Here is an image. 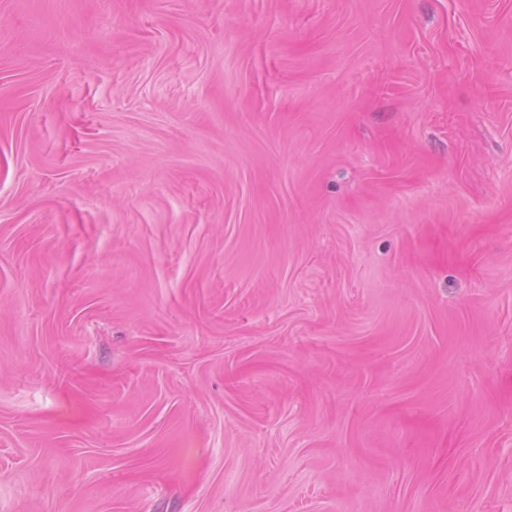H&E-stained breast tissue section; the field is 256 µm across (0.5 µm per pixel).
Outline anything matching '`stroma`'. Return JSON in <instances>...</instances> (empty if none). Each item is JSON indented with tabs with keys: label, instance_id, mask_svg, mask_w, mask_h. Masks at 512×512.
<instances>
[{
	"label": "stroma",
	"instance_id": "35a3bbf8",
	"mask_svg": "<svg viewBox=\"0 0 512 512\" xmlns=\"http://www.w3.org/2000/svg\"><path fill=\"white\" fill-rule=\"evenodd\" d=\"M0 512H512V0H0Z\"/></svg>",
	"mask_w": 512,
	"mask_h": 512
}]
</instances>
